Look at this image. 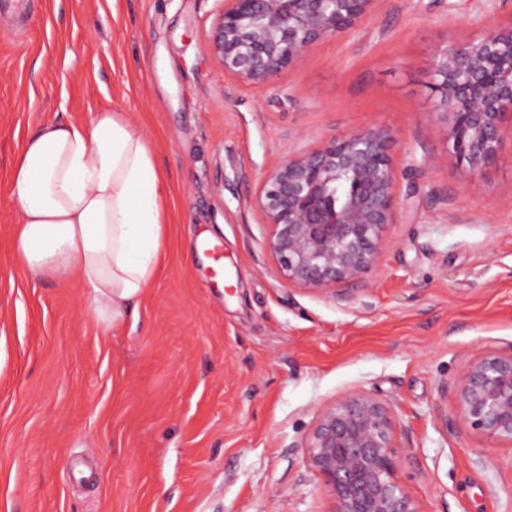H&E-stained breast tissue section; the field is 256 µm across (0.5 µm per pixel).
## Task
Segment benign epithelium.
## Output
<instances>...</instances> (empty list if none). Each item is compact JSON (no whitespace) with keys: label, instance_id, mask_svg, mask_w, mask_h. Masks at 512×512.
I'll use <instances>...</instances> for the list:
<instances>
[{"label":"benign epithelium","instance_id":"1","mask_svg":"<svg viewBox=\"0 0 512 512\" xmlns=\"http://www.w3.org/2000/svg\"><path fill=\"white\" fill-rule=\"evenodd\" d=\"M376 0H224L208 36L211 60L250 83L269 82L316 45L353 28ZM432 89L448 153L478 186L496 162L512 111V22L435 53ZM392 138L378 128L330 136L280 159L255 196L270 231L265 249L291 283L317 291L359 283L382 256L400 205ZM460 423L512 445V353L466 361L456 389ZM390 405L356 389L318 411L302 442L332 512H422L399 478Z\"/></svg>","mask_w":512,"mask_h":512}]
</instances>
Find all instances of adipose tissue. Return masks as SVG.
Here are the masks:
<instances>
[{
  "instance_id": "ef3b65f1",
  "label": "adipose tissue",
  "mask_w": 512,
  "mask_h": 512,
  "mask_svg": "<svg viewBox=\"0 0 512 512\" xmlns=\"http://www.w3.org/2000/svg\"><path fill=\"white\" fill-rule=\"evenodd\" d=\"M12 187L17 265L77 273L102 332L120 325L158 278L164 250L169 184L144 129L112 111L44 122L14 162Z\"/></svg>"
}]
</instances>
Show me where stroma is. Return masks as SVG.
Returning <instances> with one entry per match:
<instances>
[{"mask_svg":"<svg viewBox=\"0 0 512 512\" xmlns=\"http://www.w3.org/2000/svg\"><path fill=\"white\" fill-rule=\"evenodd\" d=\"M221 7L0 0V512H331L301 442L354 389L391 405L423 512H512V446L455 420L465 360L512 352V123L471 187L431 88L436 50L512 0H377L264 84L212 62ZM106 110L144 128L171 194L161 272L104 336L77 274L14 266L12 167L42 122ZM368 126L401 175L381 263L334 295L288 283L259 185Z\"/></svg>","mask_w":512,"mask_h":512,"instance_id":"35a3bbf8","label":"stroma"}]
</instances>
